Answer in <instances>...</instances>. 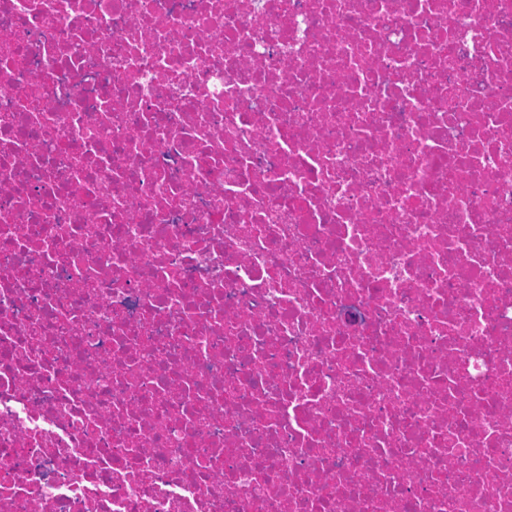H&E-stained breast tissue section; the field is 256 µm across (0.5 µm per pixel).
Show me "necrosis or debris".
<instances>
[{"label": "necrosis or debris", "instance_id": "necrosis-or-debris-1", "mask_svg": "<svg viewBox=\"0 0 512 512\" xmlns=\"http://www.w3.org/2000/svg\"><path fill=\"white\" fill-rule=\"evenodd\" d=\"M0 512H512V0H0Z\"/></svg>", "mask_w": 512, "mask_h": 512}]
</instances>
